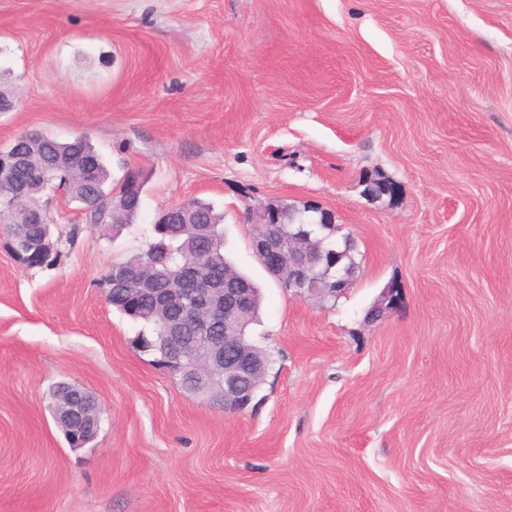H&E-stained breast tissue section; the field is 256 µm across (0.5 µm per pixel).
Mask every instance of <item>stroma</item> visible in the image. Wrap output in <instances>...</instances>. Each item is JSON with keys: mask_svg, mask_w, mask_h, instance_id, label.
Returning <instances> with one entry per match:
<instances>
[{"mask_svg": "<svg viewBox=\"0 0 512 512\" xmlns=\"http://www.w3.org/2000/svg\"><path fill=\"white\" fill-rule=\"evenodd\" d=\"M0 90V148L84 133L109 187L145 179L118 232L50 193L53 265L0 236V512H512V0H0ZM192 198L261 288L270 365L238 414L155 366L102 285ZM270 203L354 238L342 296L259 264L245 216ZM59 382L101 409L83 447Z\"/></svg>", "mask_w": 512, "mask_h": 512, "instance_id": "1", "label": "stroma"}]
</instances>
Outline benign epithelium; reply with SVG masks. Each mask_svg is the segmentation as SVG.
Wrapping results in <instances>:
<instances>
[{
    "label": "benign epithelium",
    "mask_w": 512,
    "mask_h": 512,
    "mask_svg": "<svg viewBox=\"0 0 512 512\" xmlns=\"http://www.w3.org/2000/svg\"><path fill=\"white\" fill-rule=\"evenodd\" d=\"M21 143L20 148L0 149V185L11 188L0 196L1 224L16 223V206L32 178H40L47 189L60 183L73 186L70 158H58L44 167L36 162L41 136L26 137ZM287 218V210L279 204L247 213V223L255 225L252 248L264 269L301 296L336 297L351 287L355 274L342 261L353 249V239L345 236L335 248L324 251L314 246L312 233L305 227L283 230ZM51 221L48 206L30 209L24 215L26 224ZM200 265L199 259L186 263L175 282L166 288L156 287L155 280L146 273L135 279L127 293L132 300L145 295L155 299L163 326L157 338V362L162 369L201 390L220 392L224 411L241 412L254 398L253 382L266 371L265 361L248 342L249 322L244 315L252 302V288L246 280L225 275L203 284ZM324 267L334 272L329 281L322 279ZM399 299V288L389 285L373 316L393 309ZM55 420L72 445L80 446L95 436L101 412L90 392L70 384L65 395L58 398Z\"/></svg>",
    "instance_id": "7a95c632"
}]
</instances>
